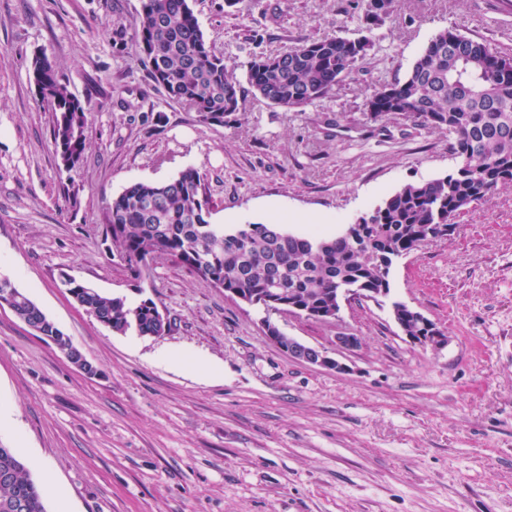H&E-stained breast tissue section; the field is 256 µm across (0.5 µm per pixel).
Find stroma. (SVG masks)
I'll return each instance as SVG.
<instances>
[{"mask_svg":"<svg viewBox=\"0 0 512 512\" xmlns=\"http://www.w3.org/2000/svg\"><path fill=\"white\" fill-rule=\"evenodd\" d=\"M191 6L241 82L253 57L306 39L369 32L376 46L302 109L247 90L224 125H208L113 40L140 0H0V276L97 369L86 376L0 308V443L51 471L49 512H512V186L391 268V300L446 333L436 351L409 341L391 301L353 300L327 321L267 313L174 258L136 268L105 234L112 198L189 167L211 223L299 232L353 223L403 185L447 174V132L374 117L366 102L447 28L512 55V0H396L374 27L363 0ZM38 54L94 107L68 172L29 80ZM65 273L153 299L169 330L113 332L73 302ZM265 317L345 371L289 357ZM342 334L358 348L341 349ZM195 357L210 372L183 367Z\"/></svg>","mask_w":512,"mask_h":512,"instance_id":"35a3bbf8","label":"stroma"}]
</instances>
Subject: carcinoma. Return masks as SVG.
<instances>
[{
  "label": "carcinoma",
  "instance_id": "carcinoma-1",
  "mask_svg": "<svg viewBox=\"0 0 512 512\" xmlns=\"http://www.w3.org/2000/svg\"><path fill=\"white\" fill-rule=\"evenodd\" d=\"M115 42L130 49L170 99L197 113L205 124H224L239 110L243 93L224 58L207 45L189 0H141L127 34L119 23ZM374 47L372 38L340 36L304 40L274 56L248 63L254 94L286 110L327 96ZM33 81L54 112L53 140L61 163H79L87 149L92 107L73 96L47 57L34 59ZM374 117L400 115L448 131L455 167L445 175L407 183L350 229L323 236L291 232L282 224L250 223L226 229L208 220L211 200L194 167L163 183H135L107 207L106 234L130 263L162 256L191 266L203 281L251 305L271 311L310 312L336 318L338 291L378 300L390 295V270L398 258L467 209L486 203L512 184V58L485 40L439 32L402 79L375 91L367 102ZM71 298L113 331L160 336L165 323L151 299L130 302L104 295L69 276ZM13 289L15 315L43 336L66 346L64 333L28 295ZM392 316L407 336H427L435 323L391 302ZM0 512H47L46 491L31 478L17 449L0 444Z\"/></svg>",
  "mask_w": 512,
  "mask_h": 512
}]
</instances>
